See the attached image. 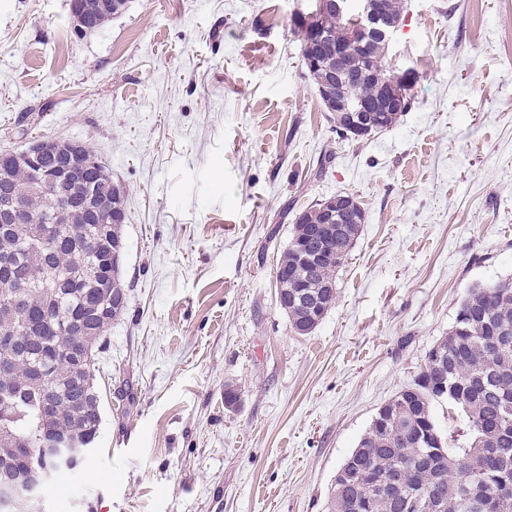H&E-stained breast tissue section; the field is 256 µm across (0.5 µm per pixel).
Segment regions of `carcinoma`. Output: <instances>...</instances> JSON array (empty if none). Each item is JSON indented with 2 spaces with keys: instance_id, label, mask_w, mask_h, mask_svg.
<instances>
[{
  "instance_id": "carcinoma-1",
  "label": "carcinoma",
  "mask_w": 512,
  "mask_h": 512,
  "mask_svg": "<svg viewBox=\"0 0 512 512\" xmlns=\"http://www.w3.org/2000/svg\"><path fill=\"white\" fill-rule=\"evenodd\" d=\"M351 17L327 19L332 40H346ZM370 76L343 84L346 100L371 99L392 77L385 56L372 48L361 58ZM92 196L105 207L120 205L118 223L100 225L62 208L37 189L39 176L13 164L0 179L28 208L21 224H0V479L24 480L35 469L74 471L78 457L60 466L45 453L54 435L76 452L95 450L103 422L95 385L105 335L121 317L127 293L112 249L125 244V190L105 164L89 173ZM362 230L322 243L325 261L307 280L322 314L336 302L337 275ZM308 235L295 222L280 263L296 265L294 248ZM512 277L470 289L448 336L432 350L441 369L425 365L414 383L385 403L387 424L372 420L339 469L327 512H512V497L498 489L512 484ZM54 405L43 409V399ZM446 399L464 415L466 442L455 446L439 430L433 402ZM400 469L401 488L387 475Z\"/></svg>"
}]
</instances>
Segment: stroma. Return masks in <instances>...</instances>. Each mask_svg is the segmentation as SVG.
I'll use <instances>...</instances> for the list:
<instances>
[{
	"label": "stroma",
	"instance_id": "stroma-1",
	"mask_svg": "<svg viewBox=\"0 0 512 512\" xmlns=\"http://www.w3.org/2000/svg\"><path fill=\"white\" fill-rule=\"evenodd\" d=\"M312 7L129 0L82 35L70 0H0V152L80 141L126 192L103 424L49 512H326L468 290L512 275V0H405L388 63L417 74L413 105L360 143L337 136L290 30ZM341 192L366 222L301 336L276 265L295 213Z\"/></svg>",
	"mask_w": 512,
	"mask_h": 512
}]
</instances>
